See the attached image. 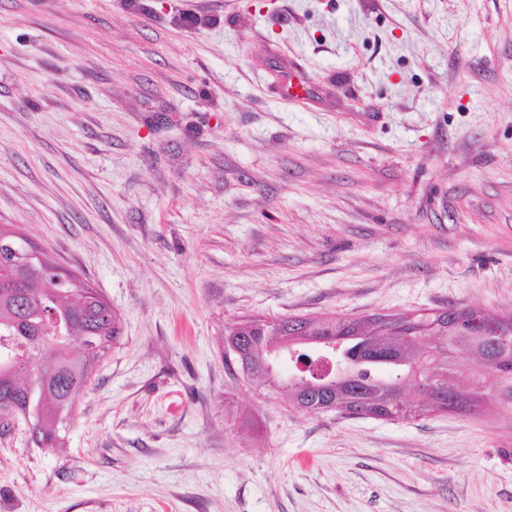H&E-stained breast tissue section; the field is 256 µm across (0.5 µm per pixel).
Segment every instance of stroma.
Returning <instances> with one entry per match:
<instances>
[{
  "label": "stroma",
  "mask_w": 512,
  "mask_h": 512,
  "mask_svg": "<svg viewBox=\"0 0 512 512\" xmlns=\"http://www.w3.org/2000/svg\"><path fill=\"white\" fill-rule=\"evenodd\" d=\"M0 224L120 327L62 447L0 427V512H512V380L349 419L224 359L252 317L512 315V0H0ZM275 79L281 95L286 98L309 97L315 92L314 86L302 77L300 70L296 67L280 68L277 70Z\"/></svg>",
  "instance_id": "stroma-1"
}]
</instances>
